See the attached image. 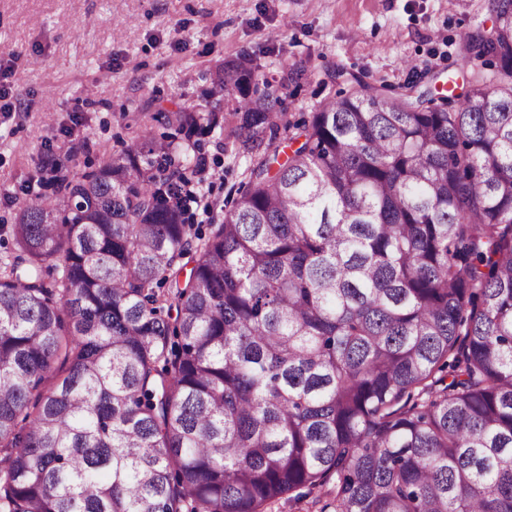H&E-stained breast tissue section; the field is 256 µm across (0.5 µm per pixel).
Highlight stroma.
<instances>
[{"label":"stroma","mask_w":512,"mask_h":512,"mask_svg":"<svg viewBox=\"0 0 512 512\" xmlns=\"http://www.w3.org/2000/svg\"><path fill=\"white\" fill-rule=\"evenodd\" d=\"M493 19L488 0H0V257L19 206L54 195V164L80 174L162 137L179 106L215 109L190 213L204 232L222 223L253 159L224 149L217 69L257 60L297 120L340 92L402 85L409 61L447 87L459 43Z\"/></svg>","instance_id":"stroma-1"}]
</instances>
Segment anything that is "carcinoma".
<instances>
[{"instance_id": "cac0c4a2", "label": "carcinoma", "mask_w": 512, "mask_h": 512, "mask_svg": "<svg viewBox=\"0 0 512 512\" xmlns=\"http://www.w3.org/2000/svg\"><path fill=\"white\" fill-rule=\"evenodd\" d=\"M489 3L458 95L341 93L291 122L259 66L217 70L224 147L257 160L206 237L188 143L55 166L65 208L24 203L0 259V512L303 489L321 512H512V0Z\"/></svg>"}]
</instances>
